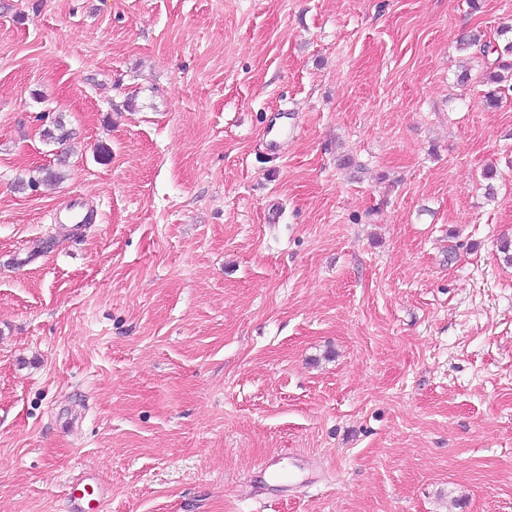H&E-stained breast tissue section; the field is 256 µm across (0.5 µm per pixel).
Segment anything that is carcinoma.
Masks as SVG:
<instances>
[{
	"label": "carcinoma",
	"mask_w": 512,
	"mask_h": 512,
	"mask_svg": "<svg viewBox=\"0 0 512 512\" xmlns=\"http://www.w3.org/2000/svg\"><path fill=\"white\" fill-rule=\"evenodd\" d=\"M459 49L470 50L483 58L486 64L483 82L492 85L484 95L485 104L489 108L498 107L501 94L512 91V40L499 45L476 31L459 40Z\"/></svg>",
	"instance_id": "carcinoma-1"
}]
</instances>
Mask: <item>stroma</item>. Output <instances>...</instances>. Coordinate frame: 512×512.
I'll list each match as a JSON object with an SVG mask.
<instances>
[{"label":"stroma","mask_w":512,"mask_h":512,"mask_svg":"<svg viewBox=\"0 0 512 512\" xmlns=\"http://www.w3.org/2000/svg\"><path fill=\"white\" fill-rule=\"evenodd\" d=\"M505 25L0 0V512L89 473L103 512H512V92L456 44ZM296 454L316 482L258 483ZM290 115L288 110L284 109L271 114L265 133L260 140V146L266 154L279 156L283 153L288 138V120L292 119Z\"/></svg>","instance_id":"obj_1"}]
</instances>
